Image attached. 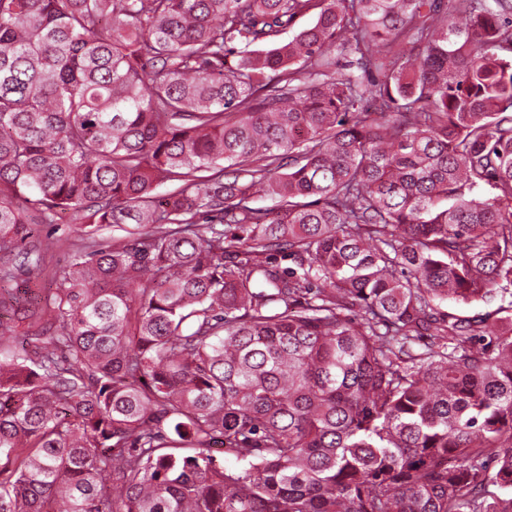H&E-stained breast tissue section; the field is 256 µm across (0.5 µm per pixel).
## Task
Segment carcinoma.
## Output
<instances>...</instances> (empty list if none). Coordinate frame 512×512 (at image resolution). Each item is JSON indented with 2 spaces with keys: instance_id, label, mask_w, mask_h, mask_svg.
Instances as JSON below:
<instances>
[{
  "instance_id": "obj_1",
  "label": "carcinoma",
  "mask_w": 512,
  "mask_h": 512,
  "mask_svg": "<svg viewBox=\"0 0 512 512\" xmlns=\"http://www.w3.org/2000/svg\"><path fill=\"white\" fill-rule=\"evenodd\" d=\"M64 211L0 512H512V0H0V281Z\"/></svg>"
}]
</instances>
